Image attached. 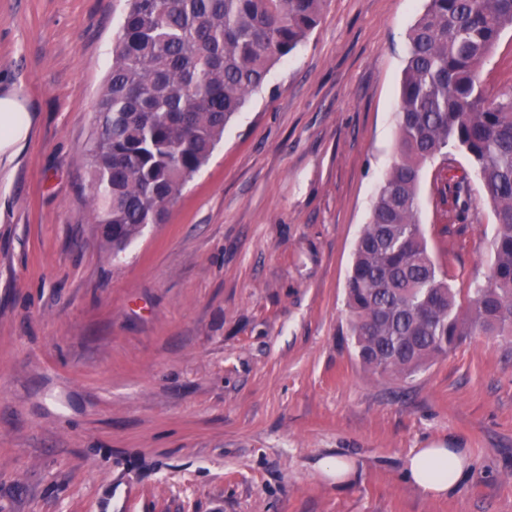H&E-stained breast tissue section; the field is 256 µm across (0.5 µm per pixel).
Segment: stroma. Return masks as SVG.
Listing matches in <instances>:
<instances>
[{"label":"stroma","instance_id":"obj_1","mask_svg":"<svg viewBox=\"0 0 512 512\" xmlns=\"http://www.w3.org/2000/svg\"><path fill=\"white\" fill-rule=\"evenodd\" d=\"M427 0H328L208 163L112 254L86 148L117 0H0V89L27 140L0 154V512H512V336H471L405 380L364 370L345 280L395 154L407 32ZM512 93V30L480 70ZM467 207L441 203L443 169ZM421 222L453 288L495 222L468 160L426 169ZM473 466L433 498L419 448ZM343 456L344 484L319 467Z\"/></svg>","mask_w":512,"mask_h":512}]
</instances>
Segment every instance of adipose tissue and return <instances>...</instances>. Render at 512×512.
<instances>
[{
    "mask_svg": "<svg viewBox=\"0 0 512 512\" xmlns=\"http://www.w3.org/2000/svg\"><path fill=\"white\" fill-rule=\"evenodd\" d=\"M29 116L19 91L0 94V151L6 152L25 140ZM472 461L455 448H423L409 455L403 474L413 486L432 497L455 491L466 477Z\"/></svg>",
    "mask_w": 512,
    "mask_h": 512,
    "instance_id": "1",
    "label": "adipose tissue"
}]
</instances>
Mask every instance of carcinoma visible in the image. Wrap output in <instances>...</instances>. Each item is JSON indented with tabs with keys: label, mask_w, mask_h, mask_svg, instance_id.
I'll return each mask as SVG.
<instances>
[{
	"label": "carcinoma",
	"mask_w": 512,
	"mask_h": 512,
	"mask_svg": "<svg viewBox=\"0 0 512 512\" xmlns=\"http://www.w3.org/2000/svg\"><path fill=\"white\" fill-rule=\"evenodd\" d=\"M124 2L87 148L92 221L114 255L162 223L328 0ZM509 28L512 0H428L408 32L397 155L346 280L355 354L380 377L406 379L466 336H512V95L491 96L479 81ZM450 147L472 164L496 224L486 279L464 305L419 221L424 166ZM447 187L454 204H468L467 175Z\"/></svg>",
	"instance_id": "1"
}]
</instances>
